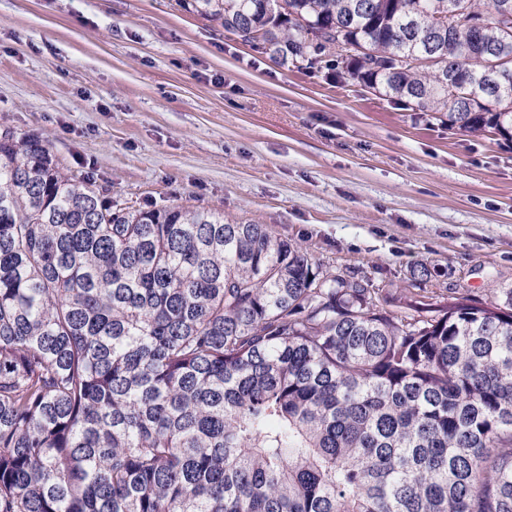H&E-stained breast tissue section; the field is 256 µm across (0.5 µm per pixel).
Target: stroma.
<instances>
[{
  "mask_svg": "<svg viewBox=\"0 0 512 512\" xmlns=\"http://www.w3.org/2000/svg\"><path fill=\"white\" fill-rule=\"evenodd\" d=\"M139 208L266 224L337 273L512 284V142L283 67L176 0H0V125Z\"/></svg>",
  "mask_w": 512,
  "mask_h": 512,
  "instance_id": "stroma-1",
  "label": "stroma"
}]
</instances>
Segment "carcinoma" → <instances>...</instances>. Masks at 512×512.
<instances>
[{"label":"carcinoma","mask_w":512,"mask_h":512,"mask_svg":"<svg viewBox=\"0 0 512 512\" xmlns=\"http://www.w3.org/2000/svg\"><path fill=\"white\" fill-rule=\"evenodd\" d=\"M179 2L512 141V0ZM0 512H512V288L395 296L1 125Z\"/></svg>","instance_id":"1"}]
</instances>
